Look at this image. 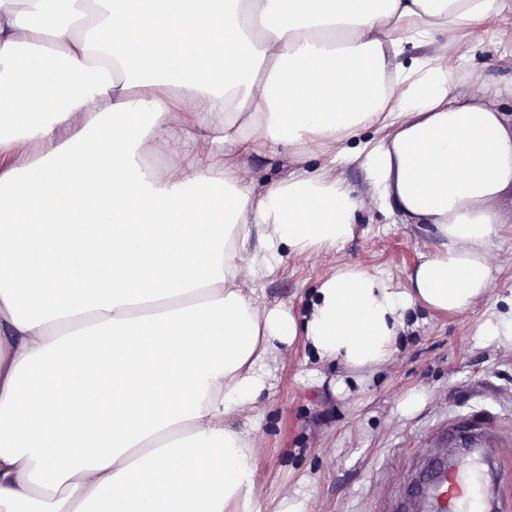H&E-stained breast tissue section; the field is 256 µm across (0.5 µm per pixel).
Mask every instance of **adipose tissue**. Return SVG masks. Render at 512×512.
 Wrapping results in <instances>:
<instances>
[{"mask_svg":"<svg viewBox=\"0 0 512 512\" xmlns=\"http://www.w3.org/2000/svg\"><path fill=\"white\" fill-rule=\"evenodd\" d=\"M0 0V512H261L260 451L229 423L262 410L302 341L373 369L421 307L492 286L495 202L512 193V115L449 95L454 72L406 45L512 23L506 0ZM88 134L58 141L74 113ZM377 125L375 185L438 243L407 288L348 266L307 314L249 282L288 252L342 247L359 202L330 167L243 186L237 157L331 148ZM207 156L167 179L159 141ZM260 254L244 259L251 236Z\"/></svg>","mask_w":512,"mask_h":512,"instance_id":"adipose-tissue-1","label":"adipose tissue"}]
</instances>
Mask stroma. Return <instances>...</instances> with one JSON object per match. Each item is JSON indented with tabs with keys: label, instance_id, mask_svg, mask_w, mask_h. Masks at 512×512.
I'll list each match as a JSON object with an SVG mask.
<instances>
[{
	"label": "stroma",
	"instance_id": "obj_1",
	"mask_svg": "<svg viewBox=\"0 0 512 512\" xmlns=\"http://www.w3.org/2000/svg\"><path fill=\"white\" fill-rule=\"evenodd\" d=\"M510 44L512 39L493 30L465 41L442 31L429 45L407 46L397 61L408 64L441 53L457 73L453 95L490 94L500 110L512 114V58L504 54ZM378 137L375 128L367 127L327 153L306 154L293 164L281 145L244 158L247 182L260 188L293 170L313 172L335 164L359 201L353 238L335 251L289 254L256 283L266 301L302 313L318 281L344 265L403 288L412 267L432 252L433 226L382 201L363 162L343 159ZM496 207L502 224L488 251L493 280L486 299L448 316L414 310L413 325L397 352L368 377L340 363H316L304 344L295 342L274 365L276 386L263 417L252 420L247 410L232 414L261 452L254 493L263 512H272L285 497L299 503L302 512H396L406 482L431 455L444 451L433 435L480 409L498 419V512H512V345L479 334L492 310L512 298V197H503ZM413 392L421 394V405L413 414H402L400 403Z\"/></svg>",
	"mask_w": 512,
	"mask_h": 512
}]
</instances>
